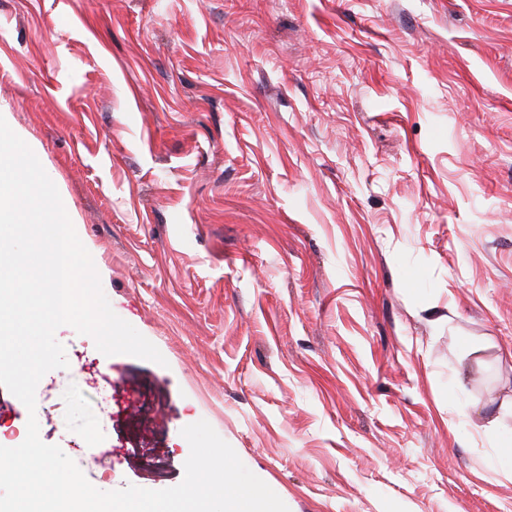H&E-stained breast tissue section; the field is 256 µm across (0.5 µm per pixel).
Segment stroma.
<instances>
[{
	"mask_svg": "<svg viewBox=\"0 0 512 512\" xmlns=\"http://www.w3.org/2000/svg\"><path fill=\"white\" fill-rule=\"evenodd\" d=\"M0 107L165 365L57 329L102 491L204 420L289 512H512V0H0Z\"/></svg>",
	"mask_w": 512,
	"mask_h": 512,
	"instance_id": "obj_1",
	"label": "stroma"
}]
</instances>
